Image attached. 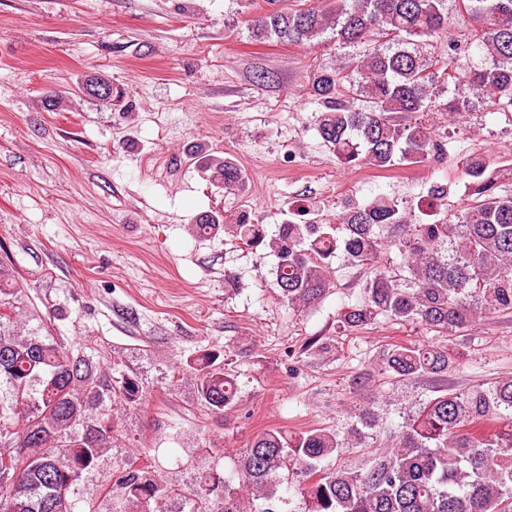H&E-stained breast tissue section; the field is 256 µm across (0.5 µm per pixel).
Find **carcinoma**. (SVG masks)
Listing matches in <instances>:
<instances>
[{
    "instance_id": "1",
    "label": "carcinoma",
    "mask_w": 512,
    "mask_h": 512,
    "mask_svg": "<svg viewBox=\"0 0 512 512\" xmlns=\"http://www.w3.org/2000/svg\"><path fill=\"white\" fill-rule=\"evenodd\" d=\"M445 2L334 0L328 7H277L251 19V33L259 42L310 46L330 29L342 45L358 46L374 36L387 43L365 48L353 61L366 108L348 105L347 77L337 70L320 71L311 86L325 107L317 131L339 161L387 170L420 164L437 147L429 128L406 123L409 116L460 112L472 96L492 112L512 110V0H466L476 25L471 38L489 65L457 63L450 73L437 59L442 72L429 73L416 39L447 30ZM439 78L454 85L446 103L430 93ZM199 161L226 191L241 188L243 172L232 160L207 155ZM461 175L473 204L450 220L411 224L396 199L382 196L347 209L339 224H279L269 240L264 225L242 213L203 215L192 232L203 237L224 228L247 246H269L281 299L304 307L334 287L329 259L340 251L370 277L361 300L338 315L339 327L358 331L383 319L443 335L481 314L512 313V194L501 192L512 167L493 168L470 157L461 162ZM446 205L448 190L433 186L425 207L438 212ZM389 230L407 258L403 275L381 257V237ZM8 288L21 291L13 269L0 261V379L12 389L11 404L0 403V446L10 448L0 452V512H72L71 487L95 468L112 438V418L98 409L110 399L137 404L142 390L124 376L103 385L93 359L72 358L48 338L10 333ZM236 350L247 354L254 347L227 344L186 360L201 401L214 413L237 403L236 379L224 367ZM458 366L448 347L416 343L391 344L376 362L392 385L443 377ZM36 381L41 389L34 396L29 387ZM366 385L355 383L360 403L347 431L257 434L238 472L248 497L231 487V479L206 475L193 493V512H212L213 496L224 498V512H279L275 501L284 483L305 500L307 512H512V377L428 399L382 453L375 450L379 435L364 432L375 427V397L366 394ZM358 446L366 450L364 467L331 465ZM117 482L125 489V512L150 504L162 512L175 492L146 466L120 468ZM256 500L263 506L254 507Z\"/></svg>"
}]
</instances>
